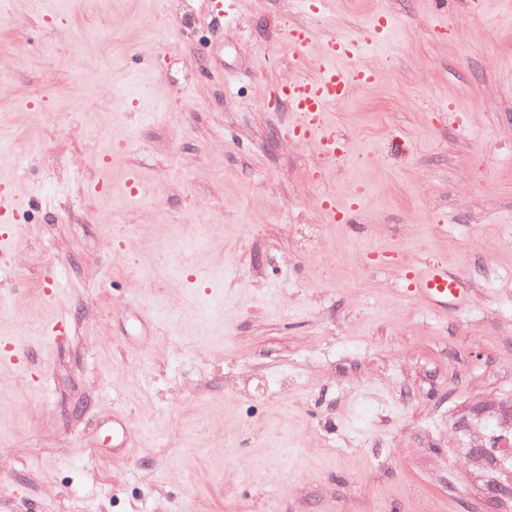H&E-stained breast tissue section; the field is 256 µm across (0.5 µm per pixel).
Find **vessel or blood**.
Wrapping results in <instances>:
<instances>
[{"instance_id":"b4317fda","label":"vessel or blood","mask_w":512,"mask_h":512,"mask_svg":"<svg viewBox=\"0 0 512 512\" xmlns=\"http://www.w3.org/2000/svg\"><path fill=\"white\" fill-rule=\"evenodd\" d=\"M286 38L299 51L297 72L282 87L294 114L288 135L294 141L313 144L327 159H342L340 147L344 139L329 126L328 113L336 104L346 101L354 89L372 84L376 73L362 63L355 40L335 39L310 55L306 47L314 39L312 30L292 27ZM360 206V201L355 199L348 208L342 209L330 196L322 201L321 210L329 223H345L350 213ZM402 283L406 293L435 304L460 302L465 298L460 279L443 266L406 271Z\"/></svg>"}]
</instances>
